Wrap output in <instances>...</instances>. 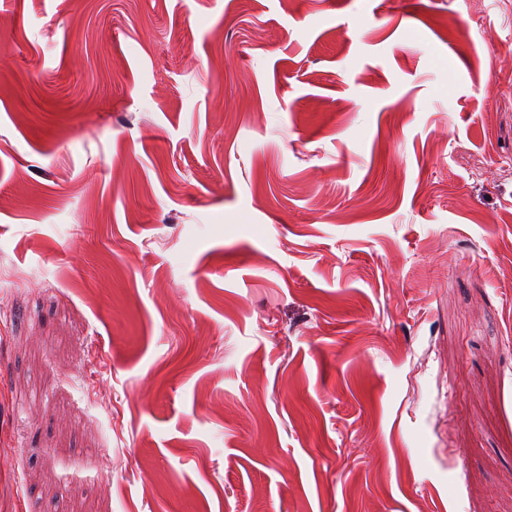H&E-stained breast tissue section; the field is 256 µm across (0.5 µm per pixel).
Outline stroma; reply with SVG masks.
Instances as JSON below:
<instances>
[{"label":"stroma","mask_w":512,"mask_h":512,"mask_svg":"<svg viewBox=\"0 0 512 512\" xmlns=\"http://www.w3.org/2000/svg\"><path fill=\"white\" fill-rule=\"evenodd\" d=\"M0 512H512V0H0Z\"/></svg>","instance_id":"stroma-1"}]
</instances>
